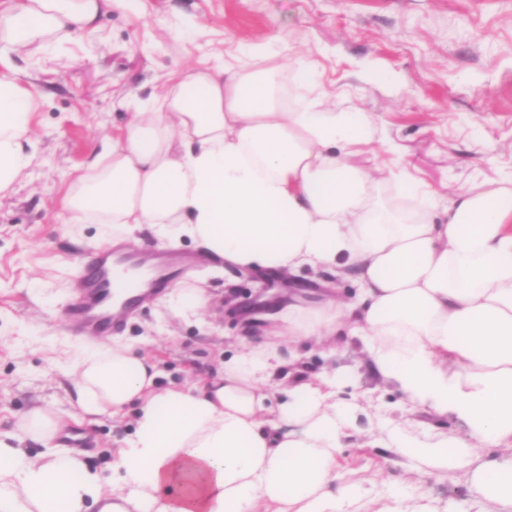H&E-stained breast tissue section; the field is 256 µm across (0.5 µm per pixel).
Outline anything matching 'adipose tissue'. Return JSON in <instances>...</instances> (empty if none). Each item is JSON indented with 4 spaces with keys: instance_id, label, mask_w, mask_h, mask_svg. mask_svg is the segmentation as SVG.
Returning a JSON list of instances; mask_svg holds the SVG:
<instances>
[{
    "instance_id": "1",
    "label": "adipose tissue",
    "mask_w": 512,
    "mask_h": 512,
    "mask_svg": "<svg viewBox=\"0 0 512 512\" xmlns=\"http://www.w3.org/2000/svg\"><path fill=\"white\" fill-rule=\"evenodd\" d=\"M125 2L15 0L0 9V55L82 39L102 8ZM41 98L0 77V198L30 164ZM372 140L364 113L288 103L273 68L186 71L135 112L72 177L74 223L124 237L146 224L228 269L327 271L341 286L289 294L268 340L234 348L200 386L160 385L156 364L127 345L86 352L72 370L82 417L136 406L130 437L100 470L69 450L33 457L22 441H50L60 421L31 408L0 436V512H371L373 486L336 466L351 401L279 376L305 342L342 334L407 405L469 430L453 445L392 434L408 471L466 470L471 496L453 512L489 501L512 512V181L457 194L436 224L435 197L392 204L381 178L352 164Z\"/></svg>"
}]
</instances>
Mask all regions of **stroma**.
Listing matches in <instances>:
<instances>
[{"instance_id":"1","label":"stroma","mask_w":512,"mask_h":512,"mask_svg":"<svg viewBox=\"0 0 512 512\" xmlns=\"http://www.w3.org/2000/svg\"><path fill=\"white\" fill-rule=\"evenodd\" d=\"M277 69L291 97L364 112L374 141L356 163L367 171L401 160L433 193L437 220L460 191L512 177V0H129L105 12L79 41L11 54L0 76L33 83L32 161L0 199V433L35 404L49 405L82 433L80 452L104 467L131 432L128 418L80 422L66 367L86 345L67 330L68 302L84 259L106 242L101 224L73 226L65 205L71 173L93 162L124 131L133 105L158 96L178 70L221 62ZM185 280L204 289L206 311L165 314L167 295L142 308L116 337L146 353L162 384L211 377L246 321L264 337L291 280L262 289L257 272L213 275L219 261L190 242ZM301 366L335 371L358 404L343 440L341 470L377 487L385 504L402 483L393 432L464 443L463 423L404 412L392 381L375 373L357 340L326 355L308 346ZM412 493L443 507L470 494L465 471H418Z\"/></svg>"}]
</instances>
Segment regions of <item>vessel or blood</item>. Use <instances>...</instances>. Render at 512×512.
Masks as SVG:
<instances>
[{"mask_svg": "<svg viewBox=\"0 0 512 512\" xmlns=\"http://www.w3.org/2000/svg\"><path fill=\"white\" fill-rule=\"evenodd\" d=\"M177 256L108 245L93 251L68 305L76 336L102 341L184 272Z\"/></svg>", "mask_w": 512, "mask_h": 512, "instance_id": "b4317fda", "label": "vessel or blood"}]
</instances>
